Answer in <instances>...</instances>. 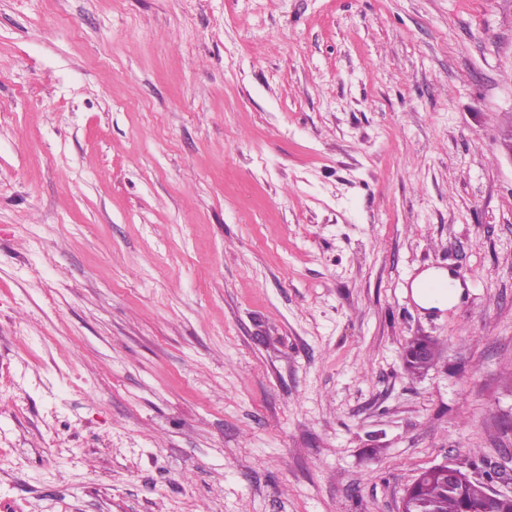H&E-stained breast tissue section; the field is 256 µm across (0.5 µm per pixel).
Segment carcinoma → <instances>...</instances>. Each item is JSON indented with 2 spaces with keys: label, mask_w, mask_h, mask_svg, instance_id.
Listing matches in <instances>:
<instances>
[{
  "label": "carcinoma",
  "mask_w": 512,
  "mask_h": 512,
  "mask_svg": "<svg viewBox=\"0 0 512 512\" xmlns=\"http://www.w3.org/2000/svg\"><path fill=\"white\" fill-rule=\"evenodd\" d=\"M420 340L410 342L405 350L407 371L419 374L431 368L438 354H430L424 359L416 356V346ZM486 485L478 479H469L458 489H451L439 473L417 478L413 482L410 496V512H472L485 498Z\"/></svg>",
  "instance_id": "obj_1"
}]
</instances>
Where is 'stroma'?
Instances as JSON below:
<instances>
[{
  "label": "stroma",
  "mask_w": 512,
  "mask_h": 512,
  "mask_svg": "<svg viewBox=\"0 0 512 512\" xmlns=\"http://www.w3.org/2000/svg\"><path fill=\"white\" fill-rule=\"evenodd\" d=\"M511 124L512 0H0V499L512 492ZM430 281H437L443 283H450L448 276L443 271L429 270L419 275L412 283L413 297L425 307L441 306L449 302L456 301L461 293V288L458 283L452 285L450 292H443V294L433 295L425 291L422 287L425 283ZM423 341V339H416L410 342L405 350V365L407 371L412 374H419L431 368L438 359V350L436 343L428 341L432 344L435 354L432 352L428 357L419 359L416 356V346Z\"/></svg>",
  "instance_id": "1"
}]
</instances>
